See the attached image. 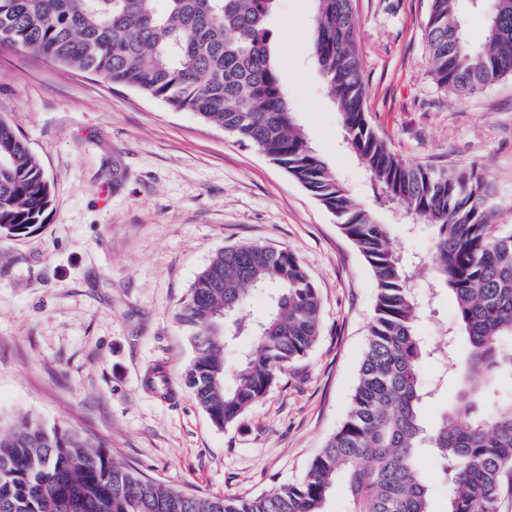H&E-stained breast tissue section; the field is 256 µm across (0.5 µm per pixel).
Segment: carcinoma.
Instances as JSON below:
<instances>
[{
	"label": "carcinoma",
	"mask_w": 512,
	"mask_h": 512,
	"mask_svg": "<svg viewBox=\"0 0 512 512\" xmlns=\"http://www.w3.org/2000/svg\"><path fill=\"white\" fill-rule=\"evenodd\" d=\"M276 0H0V45L40 54L109 84L189 110L284 168L333 215L376 284V304L345 420L303 478L257 496L165 487L68 430L23 417L0 429V512H327L336 479L351 512H433L420 465L439 464L447 512H499L512 497V399L489 402L512 374V226L497 225L488 173L445 171L396 155L368 120L355 0H316L311 54L328 81L345 136L384 198L435 229L428 264L453 299L449 342L457 399L437 425L422 409L421 307L387 225L354 202L296 123L271 50ZM436 84L469 96L512 78V0H489L479 44L465 38L457 0H430L424 22ZM51 187L38 159L0 117V236L43 223ZM265 291L269 313L241 315ZM193 350L186 378L218 427L235 425L320 337L317 288L287 249L218 250L177 313ZM247 337L237 366L227 353Z\"/></svg>",
	"instance_id": "1"
}]
</instances>
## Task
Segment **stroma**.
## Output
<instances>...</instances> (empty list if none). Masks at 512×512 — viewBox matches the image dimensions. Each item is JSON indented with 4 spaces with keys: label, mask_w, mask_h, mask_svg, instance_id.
<instances>
[{
    "label": "stroma",
    "mask_w": 512,
    "mask_h": 512,
    "mask_svg": "<svg viewBox=\"0 0 512 512\" xmlns=\"http://www.w3.org/2000/svg\"><path fill=\"white\" fill-rule=\"evenodd\" d=\"M429 0H357L370 121L410 163L491 179L495 221L512 225V78L461 98L430 73ZM315 0H278L268 20L288 102L311 147L393 246L424 256L427 224L397 221L345 141L309 45ZM0 117L40 160L53 202L28 235L0 237V423L30 415L106 448L114 461L192 494L257 496L304 475L344 421L376 287L371 269L310 192L255 147L137 91L0 47ZM260 243L296 254L321 300L309 354L232 427L212 424L183 377L175 320L214 253ZM411 285L434 423L457 382L439 349L454 302L428 267ZM164 364L174 394L145 389Z\"/></svg>",
    "instance_id": "obj_1"
}]
</instances>
